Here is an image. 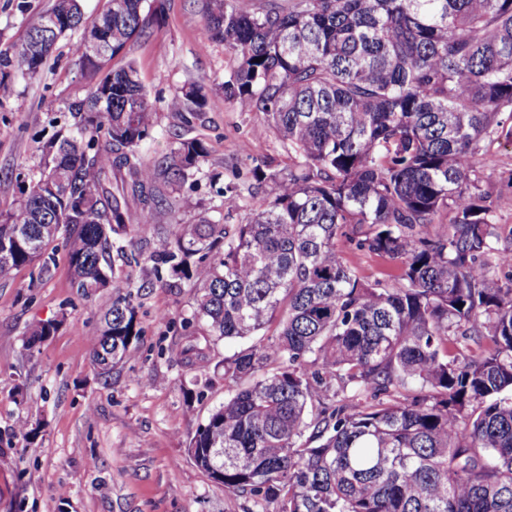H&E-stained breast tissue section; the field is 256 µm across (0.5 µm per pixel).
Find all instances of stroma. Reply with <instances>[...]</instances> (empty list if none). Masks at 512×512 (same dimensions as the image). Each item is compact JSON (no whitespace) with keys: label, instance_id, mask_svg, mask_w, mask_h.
Here are the masks:
<instances>
[{"label":"stroma","instance_id":"1","mask_svg":"<svg viewBox=\"0 0 512 512\" xmlns=\"http://www.w3.org/2000/svg\"><path fill=\"white\" fill-rule=\"evenodd\" d=\"M54 0H27L19 12L0 0V41L18 42ZM202 0H165L159 28L131 43L133 61L157 112L156 132L143 147L148 160L167 154L179 139L201 138L208 150L180 194L192 208L173 212L170 223L148 224L133 213L125 245L137 257L110 283L112 295H132L139 334L111 378L99 376L91 339L100 327L94 300L71 283L64 239L54 243L48 270L33 264L0 283V512H251L253 504L225 492L193 461L188 446L209 414L229 395L224 363L262 344L263 335L217 340L206 350L207 367L186 365L185 326L194 306L193 282L167 286L149 259L160 237L195 222L220 205L219 192L235 188L239 205L228 224H244L264 197L258 165L282 168L288 153L262 114L240 111L224 94L237 65L222 43L208 40ZM71 32L61 38L35 81H17L0 104V213L8 212L21 183L19 168L38 165L50 121L84 92ZM203 86L205 104L187 119L167 109L183 87ZM495 163L480 169L482 186L499 203L502 233L512 232V145L485 143ZM56 320L57 332L28 347V328ZM38 428L25 440L21 429Z\"/></svg>","mask_w":512,"mask_h":512}]
</instances>
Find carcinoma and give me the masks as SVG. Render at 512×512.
<instances>
[{
  "instance_id": "obj_1",
  "label": "carcinoma",
  "mask_w": 512,
  "mask_h": 512,
  "mask_svg": "<svg viewBox=\"0 0 512 512\" xmlns=\"http://www.w3.org/2000/svg\"><path fill=\"white\" fill-rule=\"evenodd\" d=\"M66 4L69 23L44 33ZM164 10L103 0L87 22L82 0H55L0 44L1 104L41 73L37 45L99 26L112 42L102 58L83 36L73 45L89 87L0 217L1 283L67 240L73 287L103 311L92 355L106 380L139 335L132 295L107 293L111 253L131 209L169 223L207 155L199 139L151 168L141 153L156 112L126 50ZM203 17L238 61L225 95L266 117L291 163L254 168L265 197L249 223H224L238 205L226 189L219 217L179 225L150 255L196 285L191 365L213 338L275 327L224 366L236 388L191 440L195 464L271 512H512V232L476 170L493 158L485 141L512 143V0H204ZM203 105L195 85L167 102ZM50 165L65 179L47 200ZM341 238L397 275L364 282ZM56 331L37 323L27 344Z\"/></svg>"
}]
</instances>
